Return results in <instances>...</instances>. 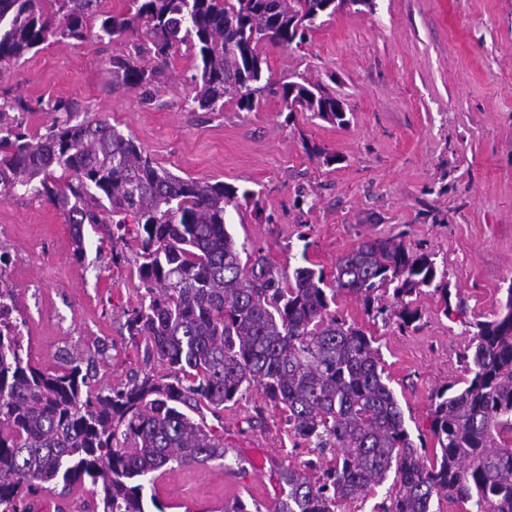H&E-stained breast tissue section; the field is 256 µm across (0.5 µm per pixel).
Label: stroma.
<instances>
[{"mask_svg": "<svg viewBox=\"0 0 512 512\" xmlns=\"http://www.w3.org/2000/svg\"><path fill=\"white\" fill-rule=\"evenodd\" d=\"M135 37L48 41L0 70V99L21 102L16 117L33 134L54 122L51 102L74 105V121L101 120L130 135L154 164L187 178L251 190L257 206L228 209L236 240H248L283 266L310 259L331 271L337 257L366 237H399L432 254L447 273L448 298L426 292L417 329L371 321L341 295L336 309L373 334L411 438L430 440L434 390L463 387L460 353L471 343L443 303L469 320L497 311L512 283V0H373L325 18L301 45L266 47L273 80L299 75L344 101L348 126L308 112L286 113L273 95L247 112L192 110L194 50L169 59L152 99L127 88L110 62L135 53ZM334 153L324 164L311 146ZM271 215L259 222L256 209ZM0 238L18 307L27 322L33 365L61 367L64 353L97 359V385L148 371L123 326L143 285L133 252L113 261L105 231L88 233L83 261L63 216L48 201L0 194ZM252 395L220 418L241 476L210 464L156 472L164 512H220L234 498L272 507L279 464L302 466L279 417L246 420ZM90 484L43 485L33 512H67L91 501Z\"/></svg>", "mask_w": 512, "mask_h": 512, "instance_id": "1", "label": "stroma"}]
</instances>
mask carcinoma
<instances>
[{"label": "carcinoma", "mask_w": 512, "mask_h": 512, "mask_svg": "<svg viewBox=\"0 0 512 512\" xmlns=\"http://www.w3.org/2000/svg\"><path fill=\"white\" fill-rule=\"evenodd\" d=\"M348 1L128 0L102 15L98 32L146 41L112 74L150 93L172 51L200 58L194 104L220 111L224 98L252 111L267 90L292 113L348 123L336 97L302 77L271 81L264 46L303 41L317 21ZM96 0H0V67L53 38H85ZM44 134L0 124V193L22 190L50 202L70 225L73 256H85V226L112 225L117 246L137 243L144 287L126 313L128 335L144 344L146 372L109 388L92 384L94 361L76 355L53 372L31 364L24 337L0 333V512H31L29 495L46 483L90 481L99 500L83 512H146L153 474L228 458L224 425L207 423L224 405L255 392L280 415L313 458L276 473L273 512H344L376 496V512H433L436 500L464 512H512V282L494 318L461 321L472 336L462 352L465 386L431 394L432 456L421 452L386 383L375 338L339 315L340 294L359 300L373 321L407 330L420 319L415 298L434 287L448 303L446 272L429 253L394 238L362 239L338 256L332 278L304 264L289 270L237 241L226 209L255 193L221 181L182 178L158 169L129 136L101 121L71 124V105ZM132 221H127V218Z\"/></svg>", "instance_id": "carcinoma-1"}]
</instances>
